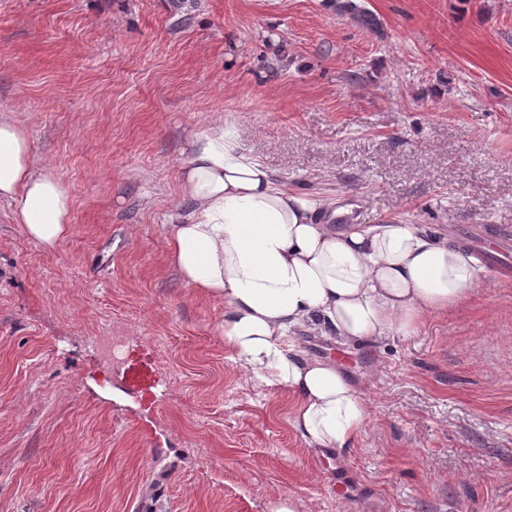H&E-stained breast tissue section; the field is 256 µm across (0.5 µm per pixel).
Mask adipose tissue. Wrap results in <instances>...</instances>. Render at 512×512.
<instances>
[{
    "label": "adipose tissue",
    "instance_id": "ef3b65f1",
    "mask_svg": "<svg viewBox=\"0 0 512 512\" xmlns=\"http://www.w3.org/2000/svg\"><path fill=\"white\" fill-rule=\"evenodd\" d=\"M187 217L169 225L165 259L194 293L220 305L216 331L259 384L288 395L291 423L310 450L348 448L368 408L335 363L309 355L298 333L347 344L412 335L421 319L459 305L481 280L476 260L412 224L318 219L321 201L279 185L237 153L223 124L193 134L178 172ZM0 202L52 248L69 233L73 199L35 170L24 125L0 112Z\"/></svg>",
    "mask_w": 512,
    "mask_h": 512
}]
</instances>
